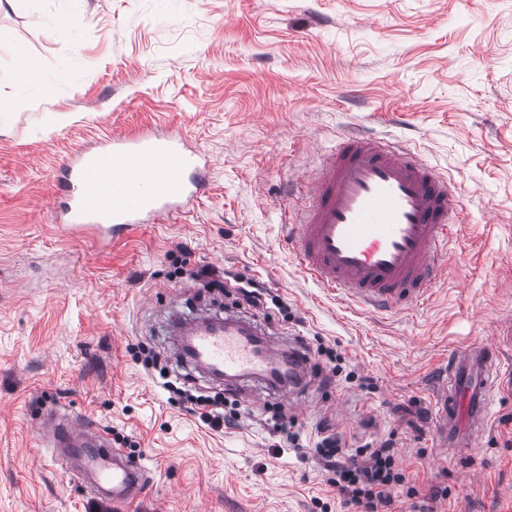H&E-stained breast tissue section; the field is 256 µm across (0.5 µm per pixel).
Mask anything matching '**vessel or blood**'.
<instances>
[{
    "mask_svg": "<svg viewBox=\"0 0 512 512\" xmlns=\"http://www.w3.org/2000/svg\"><path fill=\"white\" fill-rule=\"evenodd\" d=\"M63 210L70 233L113 231L150 219L160 223L208 186L206 159L178 134L108 137L75 150L63 167ZM311 205L293 223V248L305 274L364 309L409 310L425 299L438 260L457 239L455 183L404 146L361 133L341 137L311 182ZM194 361L232 381L253 374L280 386L282 350L259 344L258 331L237 320L184 327ZM500 385L497 355L474 342L457 350L438 400L441 450L473 445L487 426ZM48 446L104 499L139 500L144 466L113 448L90 422L59 410L43 416Z\"/></svg>",
    "mask_w": 512,
    "mask_h": 512,
    "instance_id": "1",
    "label": "vessel or blood"
}]
</instances>
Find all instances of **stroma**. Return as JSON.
<instances>
[{
    "label": "stroma",
    "instance_id": "obj_1",
    "mask_svg": "<svg viewBox=\"0 0 512 512\" xmlns=\"http://www.w3.org/2000/svg\"><path fill=\"white\" fill-rule=\"evenodd\" d=\"M45 77L18 93L19 63ZM65 81H54L60 66ZM0 512H351L314 454L393 439L420 495L394 512H512V0H18L0 6ZM206 155L209 188L164 224L117 236L56 223L77 148L145 129ZM350 130L397 141L459 188L463 241L415 310H355L301 271L289 221L322 156ZM255 280L293 319L235 306L206 280ZM237 315L288 346L322 341L343 380L293 397L246 376L213 380L173 324ZM501 359L482 439L446 455L436 396L455 349ZM145 345L187 388L237 399L213 431L135 362ZM107 432L149 470L131 504L99 499L56 463L41 413ZM304 453L271 457L270 418ZM448 498L428 501L431 486Z\"/></svg>",
    "mask_w": 512,
    "mask_h": 512
}]
</instances>
